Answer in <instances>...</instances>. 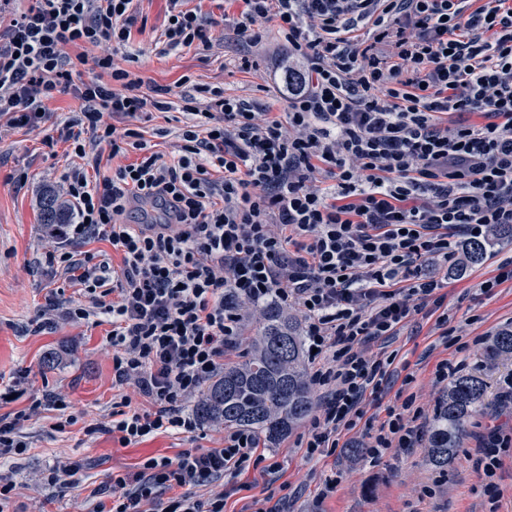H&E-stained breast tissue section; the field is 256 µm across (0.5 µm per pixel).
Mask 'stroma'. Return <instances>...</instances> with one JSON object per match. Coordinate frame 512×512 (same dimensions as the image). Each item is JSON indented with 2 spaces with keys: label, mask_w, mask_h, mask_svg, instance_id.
I'll return each mask as SVG.
<instances>
[{
  "label": "stroma",
  "mask_w": 512,
  "mask_h": 512,
  "mask_svg": "<svg viewBox=\"0 0 512 512\" xmlns=\"http://www.w3.org/2000/svg\"><path fill=\"white\" fill-rule=\"evenodd\" d=\"M184 7L210 23V46L169 47L163 35L169 0H133L135 22L127 46L104 42L67 50L82 76L93 75L95 59L109 55L139 74L143 95H151L156 86L167 88L168 111L149 107L112 123L121 132L141 129L145 140L172 160L179 156L177 134L186 121L183 98L193 86L221 89L225 97L259 112H279L285 106L288 70V44L276 23L266 24L260 43L238 36L242 0H185ZM79 107L73 94H59L46 100V118L37 127L11 128L0 118V384L14 392L11 401L0 405V415L31 412L20 427L26 452L0 462V474L10 475L15 485L8 512H94L98 492L109 487L113 474L135 472L149 457L218 448L224 440L223 425L212 423L200 424L192 434H158L129 446L104 431L118 393L106 341L112 326L99 316L77 323L65 318L67 308L89 306L90 299L77 281L48 263L56 243L40 219L42 195L63 194L64 178L79 162L71 144L58 136ZM49 136L54 139L50 146L45 143ZM510 260L512 241H497L485 261L453 271L442 291L448 324L468 344L465 372L482 371L489 383L485 409L472 420L448 469L428 466L422 447L376 462L351 453L363 432L385 420V404L395 397L413 398L426 418L434 416L443 392L434 382L435 368L456 353L441 344L434 319L418 315L390 340V349L398 353L396 371L383 402L366 401L363 419L345 434L348 448L310 459L298 446L301 430H293L272 448L281 471H249V489L227 497L224 512H249L253 501L269 497L286 498L287 512H512V448L503 454L495 478L501 489L498 503L483 495L475 469L476 450L491 430L512 429V402L501 396L512 363L489 364L482 356L493 336L512 326V280L488 293L478 288ZM50 352L57 363L46 371L42 359ZM53 393L66 397L68 409L50 403ZM97 423L101 431L88 433V426ZM66 461L81 466V484L64 489L45 485L48 469ZM332 475L339 479L336 489L321 497L322 483Z\"/></svg>",
  "instance_id": "stroma-1"
}]
</instances>
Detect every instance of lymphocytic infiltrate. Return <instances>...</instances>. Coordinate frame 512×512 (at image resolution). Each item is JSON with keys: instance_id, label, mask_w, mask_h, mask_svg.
Here are the masks:
<instances>
[{"instance_id": "f902f5d3", "label": "lymphocytic infiltrate", "mask_w": 512, "mask_h": 512, "mask_svg": "<svg viewBox=\"0 0 512 512\" xmlns=\"http://www.w3.org/2000/svg\"><path fill=\"white\" fill-rule=\"evenodd\" d=\"M170 0L169 46L208 44L204 21ZM237 31L259 40L277 21L289 70L282 115L256 112L211 89L206 129L186 123L182 154L169 163L140 132L117 134L104 113L131 117L169 107L164 88L140 95L142 79L96 60L100 76L74 83L67 45H126L132 0H31L0 34V115L13 128L38 125L43 103L74 93L80 115L60 131L77 157L87 143L139 158L93 182L84 169L65 178L75 220L52 224L68 245L101 236L121 254L115 289L100 265L65 250L51 264L74 273L92 308L112 319L107 341L117 386L109 433L123 445L199 421L187 404L224 369L242 341V303L298 311L313 353L318 414L300 438L307 457L334 454L381 394L395 354L368 351L403 322L436 317L440 338L457 343L437 290L462 242L512 225V0H243ZM456 113L475 122H452ZM334 183L320 187L321 177ZM161 202L166 220L127 224L133 203ZM143 398L144 407L132 404ZM424 412L413 399L387 409L366 432L372 460L418 447ZM255 436L225 432L219 448L150 458L114 475L95 512H224L223 479L251 467L279 472ZM209 495H202L203 487Z\"/></svg>"}]
</instances>
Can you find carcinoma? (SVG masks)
<instances>
[{"mask_svg": "<svg viewBox=\"0 0 512 512\" xmlns=\"http://www.w3.org/2000/svg\"><path fill=\"white\" fill-rule=\"evenodd\" d=\"M43 224H66L69 205L54 193L40 201ZM512 239V226L501 225L491 235L465 247L467 262L484 259L493 242ZM256 334L248 358L227 366L202 389L194 406L200 420L228 428H245L273 446L301 425L315 408L304 365L305 336L301 320L270 304L254 314ZM491 360L512 361V329L501 330L486 348ZM487 384L474 372L453 379L438 402L435 425L428 435V460L439 470L455 457L471 418L485 400Z\"/></svg>", "mask_w": 512, "mask_h": 512, "instance_id": "carcinoma-1", "label": "carcinoma"}]
</instances>
